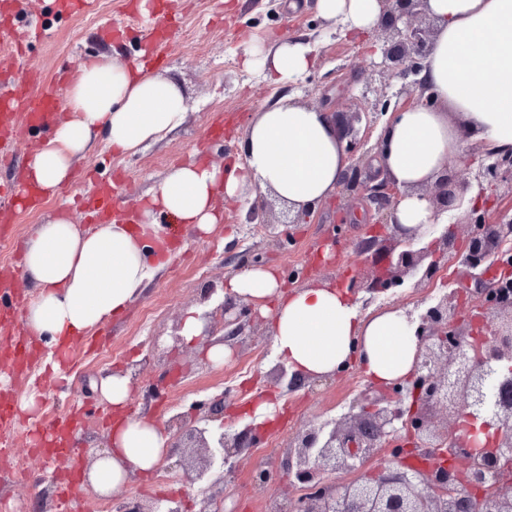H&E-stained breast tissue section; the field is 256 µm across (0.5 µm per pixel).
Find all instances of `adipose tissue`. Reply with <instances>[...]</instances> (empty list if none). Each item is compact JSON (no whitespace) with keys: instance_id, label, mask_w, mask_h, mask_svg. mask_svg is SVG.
<instances>
[{"instance_id":"adipose-tissue-1","label":"adipose tissue","mask_w":512,"mask_h":512,"mask_svg":"<svg viewBox=\"0 0 512 512\" xmlns=\"http://www.w3.org/2000/svg\"><path fill=\"white\" fill-rule=\"evenodd\" d=\"M428 6L435 36L422 77L438 104L397 113L383 152L400 190L391 221L426 244L433 240L435 218L418 188L436 179L463 136L512 149V0H429ZM316 9L347 34L374 28L381 14L378 0H316ZM315 62L310 43L288 38L252 46L244 58L246 68L261 69L274 82L300 78ZM66 106L73 119L55 127L26 171L47 195L69 179L98 130L107 131L110 146L134 153L181 127L188 112L172 79L103 61L83 66ZM241 150L238 161L224 166L192 160L175 167L141 207L137 227L115 221L83 232L63 216L40 225L24 260L27 282L37 293L23 314L29 332L71 341L125 311L171 261L162 248L167 225L211 229L221 218V201L254 190L307 215L336 193L346 167L329 115L290 97L254 115ZM225 286L245 299H276L273 344L291 372L320 378L352 357L377 384L412 370L418 340L403 309L360 315L348 291L328 281L286 294L262 266L232 275ZM131 389L130 376L120 370L101 383L116 424L109 451L94 462L88 479L105 495L118 492L131 475H149L165 451L166 438L151 418L127 415Z\"/></svg>"}]
</instances>
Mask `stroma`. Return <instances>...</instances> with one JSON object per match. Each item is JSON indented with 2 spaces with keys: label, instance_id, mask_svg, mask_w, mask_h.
Listing matches in <instances>:
<instances>
[{
  "label": "stroma",
  "instance_id": "stroma-1",
  "mask_svg": "<svg viewBox=\"0 0 512 512\" xmlns=\"http://www.w3.org/2000/svg\"><path fill=\"white\" fill-rule=\"evenodd\" d=\"M162 2L175 15L179 32L169 44L166 64L157 72L182 88L189 104L185 124L135 154L115 152L106 134L98 133L76 164L77 170L91 171L100 180H120L118 207L142 206L148 192L179 163L197 159L221 165L235 158L255 113L281 97L292 96L305 106L353 118L361 108L365 88L392 94L401 86L399 78L382 75L372 66L374 57L368 48L381 43L382 32L374 29L356 38L338 35L335 22L316 13L314 0ZM127 10L140 12L139 21L111 28V21L122 19ZM151 13L152 0H97L95 10L88 14L65 12L59 0H22L13 23L44 30V37H31L25 49L27 58L51 79L60 72L77 75L83 65L98 60L139 66L152 37ZM282 37L308 41L316 50L315 68L300 81L272 84L262 71L244 68L250 46L269 45ZM267 202L261 235H253L245 222L248 210L258 204L248 197L225 204L223 221L210 233L187 232L186 253L176 254L124 314L94 330L102 346L74 371L70 389L43 395L45 408L76 403L89 408V416L72 439L75 455L85 463L108 444L103 423L106 401L91 383L118 369L130 371L135 380L127 413L151 416L163 426L171 415L189 413L195 402L228 390L237 398L234 413L224 419L229 433L251 423L253 403L277 404L262 444L243 455L234 476L226 479L222 502L208 500L203 484L193 482L192 471L171 467L166 458L159 469L170 472L171 483L135 476L125 484L123 496L149 504L173 493L184 500L185 512H215L219 507L224 512H262L263 501L254 497L244 475L260 465L281 464L286 446L298 433L352 412L355 400L372 386L361 366L353 362L332 376L287 392L273 374L279 360L266 322L251 331L244 347L217 363L208 359L205 339L173 344L172 336L185 313L205 311L202 289L222 286L252 264L276 269L294 287L305 279H335L343 271L366 268L370 257L364 248L367 227L351 221L349 204L342 197L332 196L313 214L301 217L287 239L280 236L283 204L272 196ZM59 213L68 215L78 228H86L84 215L56 194L45 198L38 210L20 216L18 235L30 239L39 224ZM438 265L429 285L417 284L410 277L376 296L357 288L350 295L364 314L389 307L413 308L454 287L461 263L443 255ZM300 270L305 271V279H297ZM27 466L26 477L0 482V496L23 501L28 512H60L52 480L42 464L31 459Z\"/></svg>",
  "mask_w": 512,
  "mask_h": 512
}]
</instances>
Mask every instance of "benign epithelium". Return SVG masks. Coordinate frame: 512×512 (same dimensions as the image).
Instances as JSON below:
<instances>
[{
    "label": "benign epithelium",
    "instance_id": "obj_1",
    "mask_svg": "<svg viewBox=\"0 0 512 512\" xmlns=\"http://www.w3.org/2000/svg\"><path fill=\"white\" fill-rule=\"evenodd\" d=\"M383 41L377 48L381 73L407 78L425 67L434 25L428 0H379ZM433 107V91L422 81L404 89L396 103L364 101L371 113L366 130L381 117H395L410 107ZM378 144L374 156H361L345 170L339 191L344 198L362 197L377 213L376 223H390L395 185L379 173L367 175L373 157L382 156ZM479 191L501 187L512 195V151H487L476 166ZM469 184L459 183L444 170L431 183L425 197L438 215L462 201ZM470 234L465 245L446 233L437 242L443 251L461 259L472 270L486 261L503 274L490 288L456 287L416 314L418 351L406 388L416 406L404 411L388 396H364L369 411L352 414L326 428L313 427L295 436L282 468L261 466L251 473L252 485L261 489L285 474L296 494L280 500L286 512H512V253L504 245L512 240V206L496 199V215L482 205L466 214ZM400 238L384 252L374 251L370 272L362 283L370 293H383L419 270L430 279L436 268L429 254L417 247L416 236L395 225ZM237 299L224 298L218 305L220 319L202 315L204 333L215 344L239 346L243 325L231 317ZM224 335H217L218 331ZM234 396L227 391L212 401L194 405L191 419L180 418V427L167 447L173 452L192 449L187 462L196 478L214 465L215 449L224 451L229 470L244 451L255 446L253 426L224 433L209 423L224 419ZM384 454L388 465L366 469L375 456ZM346 468L355 479L330 482L329 471Z\"/></svg>",
    "mask_w": 512,
    "mask_h": 512
}]
</instances>
